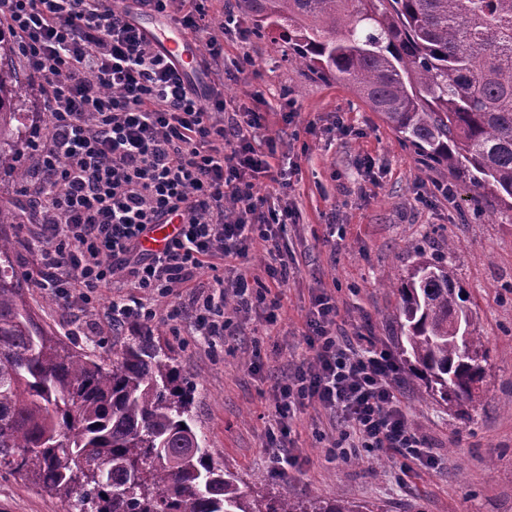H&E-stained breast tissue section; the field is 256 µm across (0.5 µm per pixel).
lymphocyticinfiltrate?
<instances>
[{
    "mask_svg": "<svg viewBox=\"0 0 512 512\" xmlns=\"http://www.w3.org/2000/svg\"><path fill=\"white\" fill-rule=\"evenodd\" d=\"M136 2L173 14L220 59L213 30L234 24V16L209 18L195 0ZM0 29L38 78L52 127L47 139L35 127L28 134L36 174L25 195L41 217L33 234L36 285L86 308L97 307L100 289H111L104 315L115 326L164 320L162 301L184 289L195 293L192 335H223L229 300L239 315L266 309V323L275 325L293 265L279 233L295 212L261 192L263 179L280 195L291 189L275 148L251 143V131L267 125L265 113L229 111L213 86L202 96L191 91L112 0H0ZM170 223L177 229L163 249L144 248L155 225ZM257 248L267 282L255 289L243 266ZM228 268L236 271L229 281ZM204 269L210 279L201 286ZM338 315L330 294L313 298L305 320L311 355L274 394L275 424L266 432L272 470L298 463L286 445L300 408L332 419V455L384 452L432 465L409 423L395 356L355 347Z\"/></svg>",
    "mask_w": 512,
    "mask_h": 512,
    "instance_id": "f902f5d3",
    "label": "lymphocytic infiltrate"
}]
</instances>
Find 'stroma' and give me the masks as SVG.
<instances>
[{
  "instance_id": "stroma-1",
  "label": "stroma",
  "mask_w": 512,
  "mask_h": 512,
  "mask_svg": "<svg viewBox=\"0 0 512 512\" xmlns=\"http://www.w3.org/2000/svg\"><path fill=\"white\" fill-rule=\"evenodd\" d=\"M197 2L209 14L225 10L238 21L237 29L220 39L224 64L233 68L245 55L251 66L223 83L224 97L236 109L268 112L269 129L252 131L251 142L261 149L267 136H275L297 212L283 235L296 268L281 289L272 331H265L260 318L243 322L234 316L227 339L209 342L190 335L187 292L168 300L171 318L157 326L183 373L197 384L195 424L215 460L252 490L290 498L338 497L381 512H512V217L501 214L488 195L480 211H473V187L453 181L446 169L422 163L346 84L284 61L273 42L278 29L257 35L240 0ZM366 158L374 160L373 169L363 167ZM446 184L455 190L449 200L437 192ZM20 186L14 173L0 172V205L20 217L19 223L0 224V236L12 243L10 258L27 306L68 345L111 355L123 332L34 286L37 257L28 240L39 218ZM436 257L464 289L473 325L491 349L481 404L468 422L422 399L417 379L402 378L409 421L441 458L440 467H410L377 452L359 459L333 457L309 409L294 422L298 467L274 474L263 446L274 414L273 387L309 353L302 332L312 295L322 289L332 294L338 322L353 343L394 352L400 299L384 279ZM0 512L65 510L56 496L0 469Z\"/></svg>"
}]
</instances>
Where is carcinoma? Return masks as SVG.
<instances>
[{
  "label": "carcinoma",
  "mask_w": 512,
  "mask_h": 512,
  "mask_svg": "<svg viewBox=\"0 0 512 512\" xmlns=\"http://www.w3.org/2000/svg\"><path fill=\"white\" fill-rule=\"evenodd\" d=\"M281 23L295 60L347 84L426 162L512 215V0H243ZM0 170L14 165L28 85L1 68ZM0 237V468L80 512H374L317 497L256 498L214 459L194 385L151 327L112 357L65 346L22 299ZM402 355L422 397L470 421L490 359L439 262L390 277Z\"/></svg>",
  "instance_id": "cac0c4a2"
}]
</instances>
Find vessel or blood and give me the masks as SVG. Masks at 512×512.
I'll return each instance as SVG.
<instances>
[{
    "mask_svg": "<svg viewBox=\"0 0 512 512\" xmlns=\"http://www.w3.org/2000/svg\"><path fill=\"white\" fill-rule=\"evenodd\" d=\"M141 27L153 44L181 72L192 78L198 76L201 69L200 52L195 39L183 32L168 17L157 13L143 18Z\"/></svg>",
    "mask_w": 512,
    "mask_h": 512,
    "instance_id": "vessel-or-blood-1",
    "label": "vessel or blood"
}]
</instances>
